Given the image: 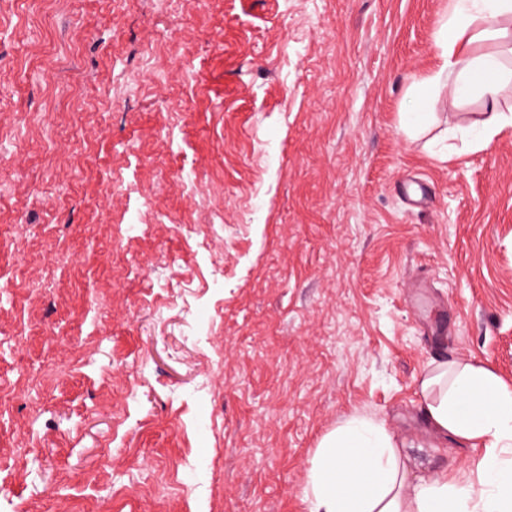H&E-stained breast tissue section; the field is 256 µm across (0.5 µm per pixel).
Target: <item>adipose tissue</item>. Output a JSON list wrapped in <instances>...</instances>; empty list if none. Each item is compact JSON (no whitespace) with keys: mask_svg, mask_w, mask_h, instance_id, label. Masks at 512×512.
<instances>
[{"mask_svg":"<svg viewBox=\"0 0 512 512\" xmlns=\"http://www.w3.org/2000/svg\"><path fill=\"white\" fill-rule=\"evenodd\" d=\"M512 0H449L437 41L438 66L415 86L422 110L428 90L447 83L452 102L480 95L495 108L512 82L500 55H474L463 41L501 38ZM434 427L455 441L484 449L474 477L410 481L395 439L380 425L352 417L320 440L307 470L311 512H512V386L473 361L440 364L421 381Z\"/></svg>","mask_w":512,"mask_h":512,"instance_id":"ef3b65f1","label":"adipose tissue"}]
</instances>
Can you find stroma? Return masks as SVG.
Returning a JSON list of instances; mask_svg holds the SVG:
<instances>
[{"label": "stroma", "mask_w": 512, "mask_h": 512, "mask_svg": "<svg viewBox=\"0 0 512 512\" xmlns=\"http://www.w3.org/2000/svg\"><path fill=\"white\" fill-rule=\"evenodd\" d=\"M447 13L0 0V512H310L353 415L480 460L419 383L512 384V127L444 85L407 127Z\"/></svg>", "instance_id": "35a3bbf8"}]
</instances>
